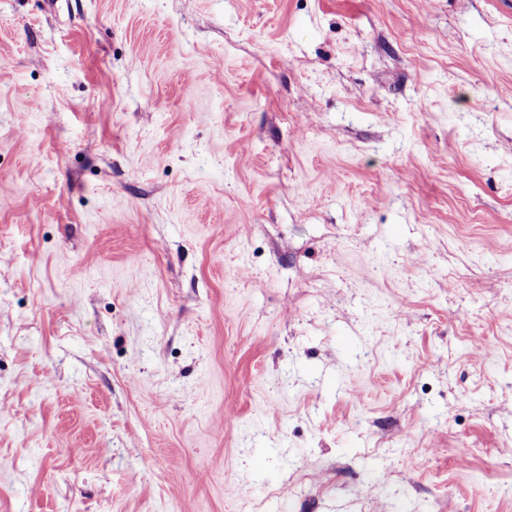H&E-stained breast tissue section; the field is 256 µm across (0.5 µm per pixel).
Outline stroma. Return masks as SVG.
<instances>
[{"instance_id":"stroma-1","label":"stroma","mask_w":512,"mask_h":512,"mask_svg":"<svg viewBox=\"0 0 512 512\" xmlns=\"http://www.w3.org/2000/svg\"><path fill=\"white\" fill-rule=\"evenodd\" d=\"M0 512H512V0H0Z\"/></svg>"}]
</instances>
